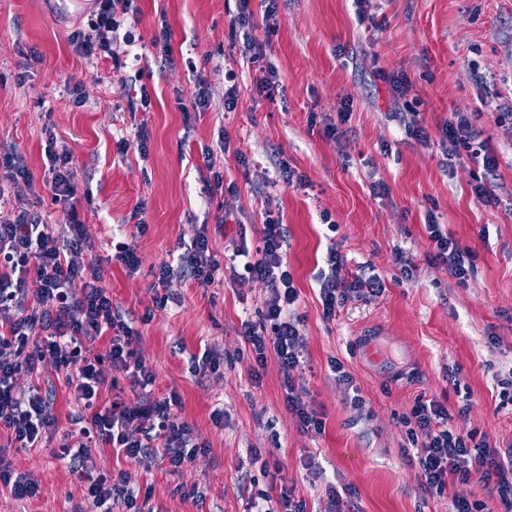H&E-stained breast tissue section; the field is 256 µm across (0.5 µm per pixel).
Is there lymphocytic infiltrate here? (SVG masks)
Returning <instances> with one entry per match:
<instances>
[{"label": "lymphocytic infiltrate", "mask_w": 512, "mask_h": 512, "mask_svg": "<svg viewBox=\"0 0 512 512\" xmlns=\"http://www.w3.org/2000/svg\"><path fill=\"white\" fill-rule=\"evenodd\" d=\"M95 3L86 27L72 31L68 42L80 56L124 66L136 43L134 28L126 24L128 15L137 11L134 0ZM441 135L443 154L449 160L458 158L461 149L470 148L479 137L464 112L451 113L441 126ZM56 144L52 137L46 141L44 183L50 188L52 203L66 217L63 236L23 207L34 183L28 167L18 155H0V169L20 202L16 209L0 211V430L21 447H39L57 428L51 397L37 386L17 393L16 382L21 375L46 368L64 375L82 408L74 419L80 444L62 443L57 458L81 474L87 497L103 512H112V504L118 502L126 512H142L125 472L88 468L92 449L107 445L135 461L160 460L167 463L170 473L178 474L205 445L198 442L187 422L173 414V406L180 403L177 394L142 397L130 404L119 399L108 404L101 401L109 383L107 369L125 373L134 389L152 385L155 375L135 347L132 327L112 308V298L101 285L99 261L83 258L86 228L77 219L82 197L73 180L72 156L57 150ZM428 232L435 260L447 265L458 282H465L472 270L470 251L462 249L438 224H429ZM285 243L282 224L270 219L262 226L255 251L240 248L233 252L241 259L245 275L271 286L261 323L243 325L242 336L255 354L256 367L251 371L255 380L260 379L268 355L276 356L286 374L301 363L300 320L292 311L298 292L284 258ZM180 265L200 287L214 282L220 265L211 255L206 231L197 233L190 249L181 254ZM327 266L320 286L326 319L335 318L347 293L365 288L376 295L383 290L374 278L347 279L337 250H329ZM100 339L105 351L93 353L89 345ZM411 416L426 436L416 455L424 486L440 493L459 481L491 482L502 512H512V451L504 454L487 442H474L472 433L452 431L448 411L438 401L416 404Z\"/></svg>", "instance_id": "lymphocytic-infiltrate-1"}]
</instances>
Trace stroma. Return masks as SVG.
Here are the masks:
<instances>
[{
    "label": "stroma",
    "mask_w": 512,
    "mask_h": 512,
    "mask_svg": "<svg viewBox=\"0 0 512 512\" xmlns=\"http://www.w3.org/2000/svg\"><path fill=\"white\" fill-rule=\"evenodd\" d=\"M136 7L138 57L115 67L82 58L69 44L86 13L0 0V151L16 149L36 179L28 208L57 225L62 212L41 183L46 131L71 153L75 182L89 197L79 210L83 254L101 262L113 306L138 333L137 348L155 374L152 396L179 394L178 416L206 445L175 475L109 448L93 449L95 470L125 471L148 498L145 512H245L277 469L305 512H333L338 499L355 512H449L455 498L498 512L495 489L474 481L440 494L422 489L404 450L424 440L407 417L432 399L447 408L452 428L512 448V399L499 385L512 372V0H366L361 7L278 0L270 19L265 0H250L252 35L276 71L271 96L259 91L261 74L229 30L236 0H137ZM164 24L167 62L151 45ZM190 57L206 64L212 106L205 112L180 108L197 90ZM229 70L239 93L228 112ZM382 71L407 75L409 95H395ZM75 88L83 106L73 102ZM144 90L146 110L138 104ZM344 106L346 122L328 135V121ZM453 112L476 113L479 140L498 160L496 205L473 192L481 160L465 155L453 170L442 168L440 127ZM414 120L428 144L407 133ZM122 138L130 143L124 153ZM282 161L304 174V186L267 184ZM214 170L237 192L208 196ZM376 184L384 194L373 195ZM430 215L471 250L475 269L465 283L435 260ZM270 217L288 229L303 359L291 376L324 423L318 434L288 412L276 357L260 381L250 375L254 355L242 323L258 320L269 284L242 277L202 288L178 271L168 282L171 303L154 301L159 267L176 264L200 229L220 260L236 245L254 246ZM115 239L133 249L137 270L113 259ZM332 247L347 271L380 279L384 290L349 293L328 320L318 275ZM207 348L220 367L195 374L190 358ZM336 361L351 383L339 381ZM33 384L52 391L57 432L36 449L0 432V458L40 484L23 501L0 493V512H100L81 476L54 455L78 411L69 389L50 370L17 381L23 390ZM218 408L220 427L212 421Z\"/></svg>",
    "instance_id": "obj_1"
}]
</instances>
